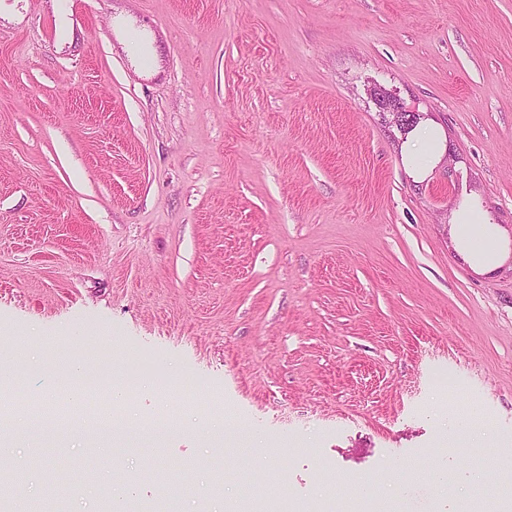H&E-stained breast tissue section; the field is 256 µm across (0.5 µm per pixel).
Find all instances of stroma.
I'll list each match as a JSON object with an SVG mask.
<instances>
[{"instance_id": "35a3bbf8", "label": "stroma", "mask_w": 512, "mask_h": 512, "mask_svg": "<svg viewBox=\"0 0 512 512\" xmlns=\"http://www.w3.org/2000/svg\"><path fill=\"white\" fill-rule=\"evenodd\" d=\"M377 87L437 135L427 174ZM134 357L116 432L169 433L12 434V512H444L452 402L488 425L456 462L512 491V0H0L8 401ZM462 224L464 225L461 230L466 235L468 241H471L474 238L482 241L476 252L478 260L485 265L492 264L498 256V246L496 241L490 237V235L474 233L469 227L470 225H468V222H462Z\"/></svg>"}]
</instances>
